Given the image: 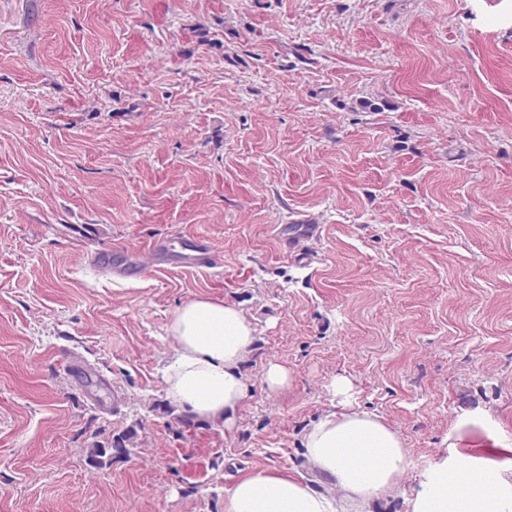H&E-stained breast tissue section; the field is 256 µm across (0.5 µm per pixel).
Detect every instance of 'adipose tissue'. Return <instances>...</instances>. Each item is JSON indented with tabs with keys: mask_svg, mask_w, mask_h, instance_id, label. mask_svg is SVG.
<instances>
[{
	"mask_svg": "<svg viewBox=\"0 0 512 512\" xmlns=\"http://www.w3.org/2000/svg\"><path fill=\"white\" fill-rule=\"evenodd\" d=\"M168 333L177 349L165 383L187 413L233 422L250 384L241 364L254 331L234 305L198 298L172 314ZM306 455L319 475L359 500L362 512L396 482L407 452L396 432L360 412L330 414L305 437ZM428 488L411 512H512V458L452 455L432 467ZM224 512H341L337 503L300 479L275 469L239 477Z\"/></svg>",
	"mask_w": 512,
	"mask_h": 512,
	"instance_id": "adipose-tissue-1",
	"label": "adipose tissue"
}]
</instances>
